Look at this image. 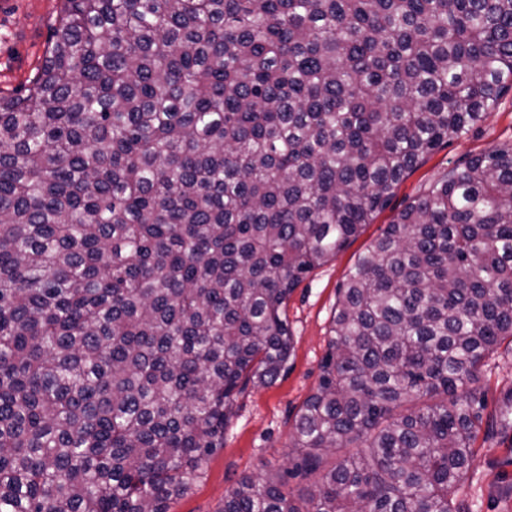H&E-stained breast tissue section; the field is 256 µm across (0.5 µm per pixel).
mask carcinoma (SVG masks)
Instances as JSON below:
<instances>
[{
	"label": "carcinoma",
	"instance_id": "obj_1",
	"mask_svg": "<svg viewBox=\"0 0 512 512\" xmlns=\"http://www.w3.org/2000/svg\"><path fill=\"white\" fill-rule=\"evenodd\" d=\"M512 83V0H64L0 95V512H168L290 294ZM300 510L460 512L484 359L512 339V145L448 172L338 289Z\"/></svg>",
	"mask_w": 512,
	"mask_h": 512
}]
</instances>
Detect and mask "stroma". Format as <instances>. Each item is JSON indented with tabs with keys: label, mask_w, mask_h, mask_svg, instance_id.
Returning a JSON list of instances; mask_svg holds the SVG:
<instances>
[{
	"label": "stroma",
	"mask_w": 512,
	"mask_h": 512,
	"mask_svg": "<svg viewBox=\"0 0 512 512\" xmlns=\"http://www.w3.org/2000/svg\"><path fill=\"white\" fill-rule=\"evenodd\" d=\"M62 0H0V92L28 85L41 66ZM512 144V87L504 89L482 121L443 145L393 192L389 206L335 257L311 271L288 299L293 336L290 358L276 381L248 384L232 400L224 446L208 457L202 477L169 504V512H222L225 495L246 477L272 478L298 504L315 493L324 470L339 460L331 454L319 471L293 475L298 455L290 436L301 409L323 374L338 290L360 255L398 213L429 186L472 156ZM478 387L487 406L474 444L475 461L454 497L462 512H512V432L500 427L498 407L512 390V343H502L483 367Z\"/></svg>",
	"instance_id": "35a3bbf8"
}]
</instances>
